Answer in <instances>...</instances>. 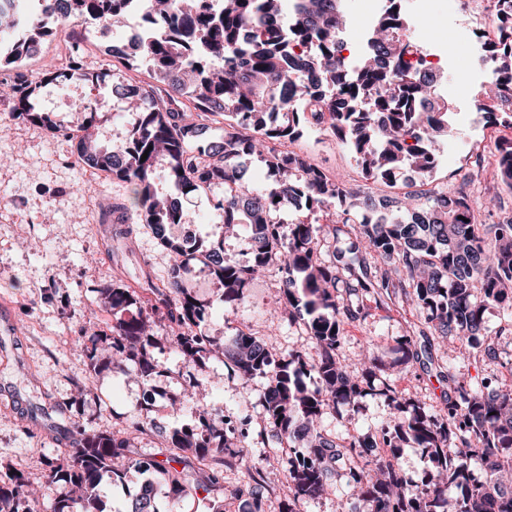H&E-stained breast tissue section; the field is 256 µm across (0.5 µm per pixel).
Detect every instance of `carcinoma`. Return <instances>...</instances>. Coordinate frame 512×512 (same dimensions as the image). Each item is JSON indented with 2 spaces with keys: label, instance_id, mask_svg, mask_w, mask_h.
I'll return each instance as SVG.
<instances>
[{
  "label": "carcinoma",
  "instance_id": "1",
  "mask_svg": "<svg viewBox=\"0 0 512 512\" xmlns=\"http://www.w3.org/2000/svg\"><path fill=\"white\" fill-rule=\"evenodd\" d=\"M24 9L16 27L13 14L0 9V66L19 65L35 55L52 34L48 0ZM61 20L92 21L113 27L126 21L131 0H58ZM344 0H147L140 24L144 40L134 53L112 50L126 67L138 56L148 62L156 84L116 79L108 69L87 70L73 59L64 71L49 70L42 83L77 80L110 86L119 99L135 105L137 122L121 152L96 141L93 119L72 134L79 160L128 185L130 195L112 201L118 214L112 251L127 247L132 213L151 226L155 238L179 257L162 285L149 284L141 297L126 284L101 292L112 307L109 336L95 334L86 347L90 366L104 360L134 372L144 384L154 365L147 347L168 344L176 356L195 363L219 351L224 367L249 380L268 379L274 396L265 404L266 420L280 445L289 448L286 472L292 498L280 512H305L304 506L323 496L334 476L346 478L353 493L336 502V512H512V389L490 374L474 381L454 367L438 371L450 392L433 412L412 399H402L397 386L386 385L396 410L397 437L426 449L435 476L416 483L397 459L377 453L370 440L353 435L340 441L321 428L325 411L343 405L360 407L365 384L378 370L372 347L349 365L341 362L342 326L364 321L370 306L391 311L398 297L421 316L419 335L429 333L466 343L462 360L501 363V339L512 335V219L497 224L479 221L492 213L498 196H468L461 189L430 188L401 199H377L353 190L317 168L308 155L288 150L303 128L327 121L339 142L357 159L365 178L392 184L410 169L425 185L434 174L440 141L448 135L453 112L436 96L443 75L417 77L407 71V7L390 0L385 16L374 21L370 49L350 69L341 59L336 30L347 25ZM290 8L294 26L283 19ZM310 44L312 50L293 63L297 81L288 74V45ZM490 87L477 94L478 106L492 122L512 128V39L497 50ZM17 117L49 131L57 126L39 104L31 85L11 88ZM305 98L310 113L290 110L291 100ZM227 122L224 138L198 145L203 117ZM147 158H142V155ZM267 169L259 185L244 182L253 158ZM169 189L156 181L157 168ZM198 196L221 194L215 204L224 227L247 224L252 231V258L247 265L224 256V241L188 252L184 241L168 228L190 221L171 191ZM298 213L286 225L275 218L284 207ZM328 217L320 222L319 214ZM221 286L220 301L234 308L251 278L267 262L283 263L284 306L277 312L288 325H302L312 336L318 358L308 363L297 351L276 359L266 343L239 335L221 344L201 328L203 309L183 288L195 254ZM389 267L378 271L370 259ZM497 306L505 324L486 325L488 305ZM164 321V335L151 331ZM156 431L149 415L126 419L117 432L76 428L67 466L48 464L42 482L15 478L0 486V512H106L99 485L108 475L121 476L114 461L127 468L159 473L174 499L189 486L172 468L189 453L207 469L194 491L208 495L209 512H224L219 494L224 470H237L252 494L261 485L265 462L250 455L249 433L235 437L228 415L202 409L197 423L165 437L159 454L128 455L131 443ZM163 459H158V456ZM69 488L56 495L53 488ZM131 512H157L153 490L142 492Z\"/></svg>",
  "mask_w": 512,
  "mask_h": 512
}]
</instances>
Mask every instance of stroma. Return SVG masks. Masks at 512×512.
<instances>
[{"label": "stroma", "mask_w": 512, "mask_h": 512, "mask_svg": "<svg viewBox=\"0 0 512 512\" xmlns=\"http://www.w3.org/2000/svg\"><path fill=\"white\" fill-rule=\"evenodd\" d=\"M412 27H423L429 37L444 45L455 34L447 24L448 0H407ZM108 38L98 26L80 19L57 24L54 37L39 53L26 60L19 71H1L0 82L10 86L18 79L39 84L43 109L57 123L56 132L17 119L13 101L0 97V304L12 319L10 333L0 332V474L16 471L23 478L39 481L47 462L66 463L65 450L74 425L90 430L118 431L126 417L136 411L141 382L131 373L104 367H87L85 337L105 333L112 324V311L105 308L100 293L116 280L132 287L146 281L162 283L171 260L145 228H138L132 250L112 254V199L124 194L122 185L105 173L83 166L71 141L73 130L85 117L84 106L97 108L96 132L100 145L112 150L121 146L136 115L113 96L110 89L81 83L41 85L47 68H66L72 51H79L86 68L115 67L126 79L148 80L145 66L117 67L106 51ZM463 73L449 75L438 91L455 109L454 124L440 152L444 159L434 174L440 188L458 185L468 168L467 153L475 137L468 118L472 99L460 89ZM308 153L329 178L378 197L406 192L405 184L389 187L364 179L351 153L334 137L309 146L307 138L294 144ZM186 211L195 216V234L204 240L223 239L224 253L239 263H248L249 230L237 226L233 235L221 237L218 212L213 202L190 194L182 197ZM281 273L267 270L253 279L236 310L218 307V283L205 266L185 275L183 286L196 299L210 306L205 331L217 341H227L237 326L250 324L257 335H271L281 353L299 351L306 360L317 356L316 345L304 327L273 321L272 312L284 301ZM420 317L406 303L396 302L391 312H377L366 321L346 326L340 349L342 360L353 358L366 341H373L382 364L379 378L395 381L405 397L429 406H439L443 387L436 379L448 355L442 338L417 335ZM416 334L417 348H429V366L408 359L400 347L403 336ZM158 370L154 383L163 396L153 419L172 429L193 422L191 407L182 405L190 381L205 383L204 394L214 408L248 415L252 427L265 426L261 394L266 378L243 380L229 375L218 358L203 359L191 366L166 345L152 350ZM392 405L378 391L368 392L358 411L345 407L327 411L326 431L340 439L361 434L377 438L384 424L394 423ZM252 455L266 458L263 494L267 512H278L291 498L284 468L286 459L279 443L257 445Z\"/></svg>", "instance_id": "stroma-1"}]
</instances>
